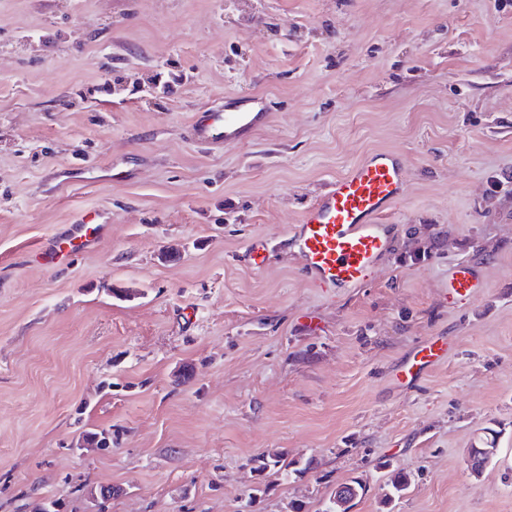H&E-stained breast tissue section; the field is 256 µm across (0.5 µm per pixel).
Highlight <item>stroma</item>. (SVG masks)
Returning a JSON list of instances; mask_svg holds the SVG:
<instances>
[{
	"label": "stroma",
	"mask_w": 512,
	"mask_h": 512,
	"mask_svg": "<svg viewBox=\"0 0 512 512\" xmlns=\"http://www.w3.org/2000/svg\"><path fill=\"white\" fill-rule=\"evenodd\" d=\"M256 93L246 141H191ZM382 149L391 248L314 287L290 230ZM97 211L96 246L35 262ZM459 262L484 286L454 304ZM351 480L350 512H512V0H0V512H324ZM448 356V341L437 337L426 340L413 356V361L400 371L404 383H411L424 368L431 366Z\"/></svg>",
	"instance_id": "stroma-1"
}]
</instances>
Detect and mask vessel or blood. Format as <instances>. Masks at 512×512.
<instances>
[{
    "label": "vessel or blood",
    "mask_w": 512,
    "mask_h": 512,
    "mask_svg": "<svg viewBox=\"0 0 512 512\" xmlns=\"http://www.w3.org/2000/svg\"><path fill=\"white\" fill-rule=\"evenodd\" d=\"M266 113L242 105L221 112L194 116L192 139L201 145L242 140L266 120ZM406 170L392 151L367 155L343 176L329 182L321 198L304 213L291 231L293 245L310 281L320 288H357L370 278L390 247L387 220L406 195ZM100 226L82 219L42 249L45 264L60 266L93 246ZM480 274L465 265L448 275V293L453 300L474 297L481 288ZM448 355V343L437 337L422 343L410 364L401 371L403 382H412L424 368Z\"/></svg>",
    "instance_id": "1"
}]
</instances>
